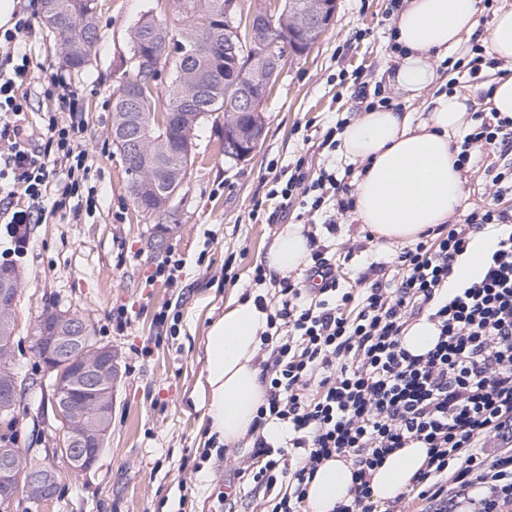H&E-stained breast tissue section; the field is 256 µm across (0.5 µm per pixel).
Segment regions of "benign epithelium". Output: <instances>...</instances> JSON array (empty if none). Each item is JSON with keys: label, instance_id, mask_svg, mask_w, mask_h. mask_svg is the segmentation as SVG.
<instances>
[{"label": "benign epithelium", "instance_id": "1", "mask_svg": "<svg viewBox=\"0 0 512 512\" xmlns=\"http://www.w3.org/2000/svg\"><path fill=\"white\" fill-rule=\"evenodd\" d=\"M281 2L263 0L248 15L249 36L267 44L265 51L249 61L234 59L232 71L224 75V149L232 159L241 162L251 156V147L264 135L266 124L260 110L269 96L275 78L279 77L285 56L279 53L281 39L271 40L274 31L286 29L292 39L293 53H304L332 21L336 0H293L288 12L278 14ZM238 0H224V55L232 53L239 32L235 25ZM40 12L45 22L60 29L64 17L71 15L57 0H40ZM170 51L168 41H155L154 50L145 53L137 44L131 45L130 57L123 66L131 67L137 76L122 85L121 97L130 103L143 90L140 78L161 69ZM203 86V77L196 74L192 92L180 97L179 116L186 122L185 147L192 148L193 132L201 115L193 111ZM151 136V124H138L134 135L126 129H112V140L126 144L127 166L134 177L135 204L144 209L147 203L163 198L162 188L174 186L180 175L168 166L157 163L155 157L143 151L141 144ZM21 288V277L14 271H0V320L8 322L14 314L16 299ZM87 324L83 318L70 312L52 308L40 324L37 343L51 379L52 399L56 416L62 423V441L45 449L44 456L31 466L24 459L0 448V499H12L20 487L40 501L54 495V486L60 464L74 471L92 468L103 450L112 415L114 385L120 375L119 355L110 346L87 349ZM73 361L81 367L72 376V387L80 399L88 404L82 408L74 396L67 393L61 368ZM18 392V377L8 370L0 385V411L12 408Z\"/></svg>", "mask_w": 512, "mask_h": 512}]
</instances>
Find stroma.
I'll list each match as a JSON object with an SVG mask.
<instances>
[{"mask_svg":"<svg viewBox=\"0 0 512 512\" xmlns=\"http://www.w3.org/2000/svg\"><path fill=\"white\" fill-rule=\"evenodd\" d=\"M99 39L83 72L66 68L59 38L46 28L39 0H16L32 30L14 45L32 56L31 81L22 90L32 103L25 130L33 144L44 141L42 112L63 111L42 88L50 76L65 75L78 96L84 119L82 142L88 153L86 186L98 192L96 210L80 215L46 212L32 225L30 245L16 268L22 285L16 301L12 366L18 376L14 424L0 420V435L11 433L24 457L40 460L57 439L51 394L35 336L45 309L58 306L79 314L96 344L116 350L121 375L116 385L111 429L96 465L83 472L61 470L52 502L41 505L17 492L0 512H224L228 484L249 449L229 444L206 446L208 424L198 395L210 322L225 305L243 295L267 294L249 284V273L262 261L280 227L250 218L255 201L273 211L270 169L295 155L312 156L315 165L344 171L339 154L322 148V133L337 120L354 116L359 83L382 85L406 111L422 112V99L408 98L388 85L397 61L391 33L395 0H336V12L308 54L291 59L263 104L266 132L253 155L242 162L218 151L224 115L216 113L197 132L196 159L188 167L174 204L181 222L159 250L152 249L154 220L135 209L130 177L112 142V100L118 64L128 56V30L145 11L178 26L177 0H98ZM495 156L477 154L465 172L471 208L496 206L485 171ZM312 231L330 253L348 256L343 277L351 281L373 262L392 261L397 248L370 238L353 213L337 215L334 229L321 223ZM181 261L176 284L153 279L165 259ZM232 271L236 281L224 278ZM177 318L159 324V312ZM127 323L117 328L115 317Z\"/></svg>","mask_w":512,"mask_h":512,"instance_id":"35a3bbf8","label":"stroma"}]
</instances>
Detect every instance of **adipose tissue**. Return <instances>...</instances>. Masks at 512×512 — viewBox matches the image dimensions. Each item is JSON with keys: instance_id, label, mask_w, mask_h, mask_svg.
Listing matches in <instances>:
<instances>
[{"instance_id": "obj_1", "label": "adipose tissue", "mask_w": 512, "mask_h": 512, "mask_svg": "<svg viewBox=\"0 0 512 512\" xmlns=\"http://www.w3.org/2000/svg\"><path fill=\"white\" fill-rule=\"evenodd\" d=\"M479 0H404L394 19L393 41L402 56L387 75L389 84L419 97L437 79L434 58L459 53L463 38L480 32L490 57L512 65V0L492 22L481 25ZM469 98L458 92L432 98L425 117L391 108L362 112L346 123L340 155L359 169L354 175V216L383 243L416 242L426 229L447 223L466 207V191L450 137L468 122ZM310 248L303 225L291 224L275 237L264 255L268 274L305 267ZM267 311L254 298L228 302L210 323L205 343L200 398L209 422L208 438L220 444H253L257 436L275 441L276 427H253L264 401L259 334ZM427 451L408 444L387 456L372 476L376 501L404 493L424 468ZM354 468L341 459L319 466L307 488L309 512H335L350 501Z\"/></svg>"}]
</instances>
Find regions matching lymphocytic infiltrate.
<instances>
[{"mask_svg":"<svg viewBox=\"0 0 512 512\" xmlns=\"http://www.w3.org/2000/svg\"><path fill=\"white\" fill-rule=\"evenodd\" d=\"M30 63L25 53L0 58V201L20 191L30 202L9 223L16 257L28 249L31 225L42 220L51 172H67L52 203L56 212L86 178L81 122L52 112L43 144L23 136L30 103L15 87ZM486 146L499 153L489 171L497 197L512 196L511 114L473 113L459 145L460 167L473 165L474 148ZM268 195L277 207L268 215L254 207L253 220L272 224L293 210L313 217L330 201L341 213L354 208L348 185L314 170L305 155L274 174ZM490 227L497 240L482 275L453 284L470 241ZM308 243L311 265L301 277L279 280L260 334L269 357L255 423L276 425L286 436L273 443L257 438L238 477L251 493L267 495L266 512H307V486L319 465L341 458L354 468V490L337 512H395L374 500L372 475L389 454L418 442L428 454L411 486L418 499L447 512L479 488L476 512H503L512 505V210H474L426 230L397 253V278L374 263L348 288L335 256L316 236ZM423 318L437 340L415 355L402 337Z\"/></svg>","mask_w":512,"mask_h":512,"instance_id":"obj_1","label":"lymphocytic infiltrate"}]
</instances>
